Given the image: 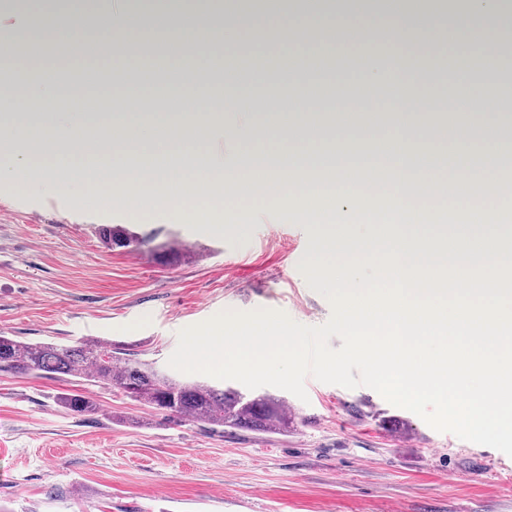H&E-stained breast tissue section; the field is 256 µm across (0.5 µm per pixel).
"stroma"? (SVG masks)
Here are the masks:
<instances>
[{"instance_id": "stroma-1", "label": "stroma", "mask_w": 512, "mask_h": 512, "mask_svg": "<svg viewBox=\"0 0 512 512\" xmlns=\"http://www.w3.org/2000/svg\"><path fill=\"white\" fill-rule=\"evenodd\" d=\"M288 41L240 48L215 67L218 81L249 89L245 61L293 59ZM26 90L0 92V117L17 105L37 112H96L109 97L63 88L85 66L53 56L25 59ZM223 230L181 222L163 209L132 214L116 201L0 183V333L26 343H110L117 356L167 371L180 330L227 309L280 311L317 326L333 307L298 264L313 256L320 229L296 222L277 200L201 199ZM117 227L190 253L163 264L143 247L108 246ZM285 432L208 426L145 410L120 391L57 375L0 372V512H512V457L439 431L375 390L306 378ZM92 397L77 416L58 398Z\"/></svg>"}]
</instances>
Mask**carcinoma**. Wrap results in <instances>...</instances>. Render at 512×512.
<instances>
[{
    "instance_id": "1",
    "label": "carcinoma",
    "mask_w": 512,
    "mask_h": 512,
    "mask_svg": "<svg viewBox=\"0 0 512 512\" xmlns=\"http://www.w3.org/2000/svg\"><path fill=\"white\" fill-rule=\"evenodd\" d=\"M107 239L118 247L139 248L153 242L151 237L141 239L112 230ZM155 251L167 263L177 261L182 254L170 239L156 246ZM0 371L84 379L93 386L117 389L126 397L153 410L165 411L172 417L219 428L286 431L292 423L281 399L267 394L247 395L236 390L218 389L204 382L184 383L139 361L121 358L112 353V346L96 341L80 346L24 343L0 333ZM59 403L79 416L98 412L94 400L79 394L67 393Z\"/></svg>"
}]
</instances>
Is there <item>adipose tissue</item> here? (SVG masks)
I'll return each instance as SVG.
<instances>
[{
	"instance_id": "obj_1",
	"label": "adipose tissue",
	"mask_w": 512,
	"mask_h": 512,
	"mask_svg": "<svg viewBox=\"0 0 512 512\" xmlns=\"http://www.w3.org/2000/svg\"><path fill=\"white\" fill-rule=\"evenodd\" d=\"M230 21L212 20L201 0H190L179 12L166 9L113 11L99 0H77L60 10L56 0H38V7L22 31L0 24V53L8 58L0 66V85L23 83L21 60L30 44L53 36L75 43L84 30H94L108 51L127 60L152 35L164 52L150 59L153 69H169L178 59V48L190 45L203 60L234 52L242 43L263 40L270 30L290 32L303 44L336 51L355 50L364 59L353 72L337 66L336 84H387L392 89L385 102L371 101L369 108L318 96L319 83L310 81L302 94L259 98L237 89L208 83L207 96H197L198 70H190L179 87L144 77L123 85L121 103L159 102L161 111L150 123H141L134 112H71L48 117L20 108L5 127L20 160L14 180L17 191L27 192L43 183L58 193L86 186L94 193L122 201L137 212L157 205L173 208L180 220L205 221L211 212L199 207L200 196L235 195L248 191L274 198L290 208L300 222L321 229L320 252L371 253L384 245L401 253L404 265L418 261L443 265L455 261L478 263L501 257L489 236L492 228L512 222V207L490 210L481 225L464 237H450L433 247L423 238L436 228L462 223L457 210L421 208L415 221H401L400 202L409 185L436 196L444 191H481L502 197L504 179L499 161L512 149V95L487 99L472 91L473 85L495 87L505 77L504 64L512 60V0H261L260 7L242 11L240 0H222ZM455 46L456 68L468 70L479 62L476 83H450L441 77L436 47ZM481 50L473 59L472 50ZM447 98L453 132L441 131L431 107ZM336 107L342 122L327 139L310 142L304 167L285 169L257 160L247 165L234 161L243 142L253 140L255 118L271 116L276 140L302 139L312 116ZM236 131L235 136L214 133L213 145L202 148L200 128L215 114ZM395 131L386 149L378 147L380 123ZM115 131L114 152L103 154L64 151L48 158L31 154L28 146L39 135L64 131L68 141L87 139L92 129ZM494 136L495 145L470 156L468 146L477 141L479 129ZM457 145L450 167H442L435 144Z\"/></svg>"
}]
</instances>
